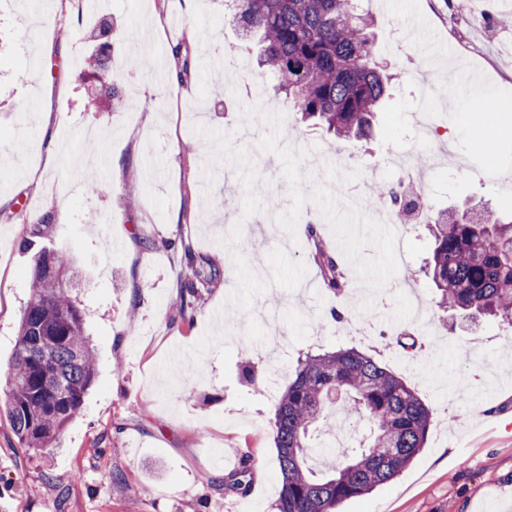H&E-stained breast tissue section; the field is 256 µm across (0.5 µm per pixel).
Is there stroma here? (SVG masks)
<instances>
[{
	"label": "stroma",
	"mask_w": 512,
	"mask_h": 512,
	"mask_svg": "<svg viewBox=\"0 0 512 512\" xmlns=\"http://www.w3.org/2000/svg\"><path fill=\"white\" fill-rule=\"evenodd\" d=\"M43 2L35 22L24 0H0V158L12 161L0 178V405L41 249L73 257L95 380L60 447L21 448L0 412V512H273L278 399L299 355L340 347L375 358L431 410L415 462L342 512H512V328L437 306L423 225L396 238L369 217L331 219L337 186L366 196L395 184L390 156L435 159L442 143L417 132L421 120L447 129L463 161L420 168L415 191L432 212L481 202L512 217V133L485 152L474 129L495 117L455 112L448 96L449 84L478 81L512 103V29L497 23L512 0H370L395 87L369 141L336 145L275 96L224 0H104L94 13L80 0ZM413 14L439 36L416 49L436 89L426 113L389 44L391 24ZM104 16L118 83L95 102L84 32ZM137 26L160 45L149 71L128 38ZM228 54L237 71L214 88L203 74ZM95 171L89 194L82 178ZM311 222L342 251V295L317 284ZM185 243L218 272L190 322L176 306ZM245 457L249 488L224 494L216 480Z\"/></svg>",
	"instance_id": "1"
}]
</instances>
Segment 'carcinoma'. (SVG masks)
Masks as SVG:
<instances>
[{"label":"carcinoma","mask_w":512,"mask_h":512,"mask_svg":"<svg viewBox=\"0 0 512 512\" xmlns=\"http://www.w3.org/2000/svg\"><path fill=\"white\" fill-rule=\"evenodd\" d=\"M232 22L256 41L276 91L292 102L304 122L339 140H366L391 77L375 59L372 19L356 0H230ZM99 44L94 90H112L115 73ZM408 212L418 200L397 187H383L366 208ZM433 237L430 275L438 304L468 315L493 316L512 326V224L491 220L473 208L439 214L428 224ZM316 265L326 288L347 287L339 255L309 224ZM188 262L179 299L182 316L198 309L202 290L217 278L214 269ZM68 254L40 251L34 259L30 296L9 363L5 414L23 448L40 451L58 444L63 429L80 413L95 375L94 353L84 333L82 311L72 300L71 280L59 270ZM342 399L347 415L371 424L366 443L343 456L327 473L308 465L311 432L328 407ZM430 411L387 367L354 349L310 355L298 363L275 410L273 442L281 476L274 512H340L341 505L394 480L424 447ZM251 473L242 463L222 481L224 493H243Z\"/></svg>","instance_id":"cac0c4a2"}]
</instances>
